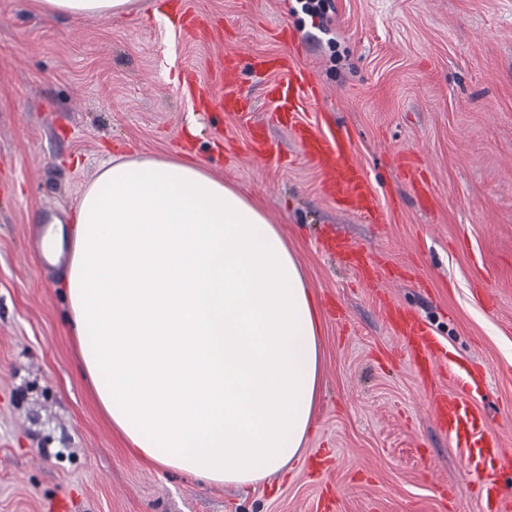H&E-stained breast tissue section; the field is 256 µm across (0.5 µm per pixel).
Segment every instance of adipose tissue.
Returning <instances> with one entry per match:
<instances>
[{
  "instance_id": "ef3b65f1",
  "label": "adipose tissue",
  "mask_w": 512,
  "mask_h": 512,
  "mask_svg": "<svg viewBox=\"0 0 512 512\" xmlns=\"http://www.w3.org/2000/svg\"><path fill=\"white\" fill-rule=\"evenodd\" d=\"M119 17L130 0H35ZM40 240L81 372L127 447L207 483L249 487L299 459L321 387L318 308L277 224L203 163L104 161Z\"/></svg>"
}]
</instances>
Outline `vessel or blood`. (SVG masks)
I'll list each match as a JSON object with an SVG mask.
<instances>
[{
  "instance_id": "1",
  "label": "vessel or blood",
  "mask_w": 512,
  "mask_h": 512,
  "mask_svg": "<svg viewBox=\"0 0 512 512\" xmlns=\"http://www.w3.org/2000/svg\"><path fill=\"white\" fill-rule=\"evenodd\" d=\"M253 66L260 72H278V80L268 90L274 104L270 119L292 131L302 156L321 172L323 188L334 198L339 209L371 224L382 223L383 208L366 170L355 159L350 133L326 121H300V113L311 102L319 100L320 92L299 64L291 57L257 55L253 58ZM222 83L225 91L218 101L219 106L250 123L247 158L269 167L282 166L284 159L267 138L263 124L252 122L249 102L236 90L231 69H224ZM336 252L342 260L355 265L365 280H374L377 270L367 263L359 249L340 242ZM385 312L403 340L412 367L424 382H433L435 362L445 354V346L426 324L408 311L390 304ZM429 411L436 424L447 431L456 447L462 450L467 466L489 471L494 463L507 457V449L488 433L483 415L461 396H435Z\"/></svg>"
}]
</instances>
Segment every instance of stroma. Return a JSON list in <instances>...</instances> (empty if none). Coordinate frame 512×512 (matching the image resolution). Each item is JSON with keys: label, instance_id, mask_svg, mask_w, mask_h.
<instances>
[{"label": "stroma", "instance_id": "35a3bbf8", "mask_svg": "<svg viewBox=\"0 0 512 512\" xmlns=\"http://www.w3.org/2000/svg\"><path fill=\"white\" fill-rule=\"evenodd\" d=\"M299 28L311 36L300 65L322 91L300 118L351 133L384 223L337 210L291 131L268 120L276 76L255 74L250 56L294 54L286 33ZM230 56L248 121L181 92L190 72L218 93ZM252 120L283 167L244 158ZM186 151L279 224L321 318L322 388L302 458L254 489L205 484L125 447L64 332L63 267L39 250L44 224L71 212L104 160ZM404 155L433 205L400 176ZM336 238L382 277L366 284L323 249ZM387 302L445 345L434 385L409 365ZM453 363L482 369L472 402L512 449V0H332L321 21L296 0H134L122 17L82 20L0 0V512H486L429 411L432 395L459 392Z\"/></svg>", "mask_w": 512, "mask_h": 512}]
</instances>
